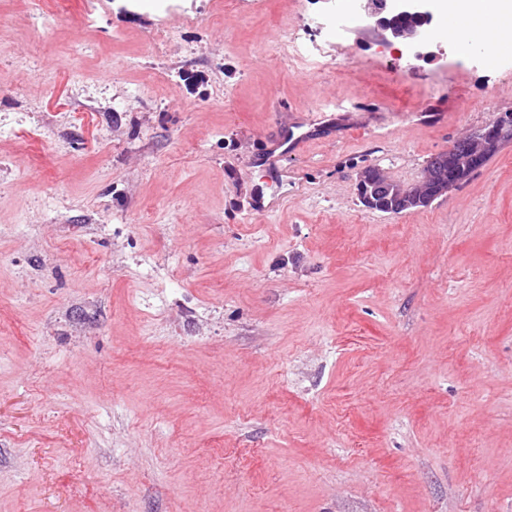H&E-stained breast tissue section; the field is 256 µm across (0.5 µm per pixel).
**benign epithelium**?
Segmentation results:
<instances>
[{
    "mask_svg": "<svg viewBox=\"0 0 512 512\" xmlns=\"http://www.w3.org/2000/svg\"><path fill=\"white\" fill-rule=\"evenodd\" d=\"M419 0H361L360 12L373 22L372 29L379 32L387 41L414 44L422 29L431 21L430 14L421 10ZM505 134L501 124L494 122L458 140L447 152V159H439L425 174L424 180L415 191H403L400 195L391 194L387 183L375 180L372 189L360 196L363 205L376 209L380 199L394 200L396 209L425 208L447 192L444 179L438 175L443 162H448V178L460 177L462 170L482 164L484 146L498 140Z\"/></svg>",
    "mask_w": 512,
    "mask_h": 512,
    "instance_id": "7a95c632",
    "label": "benign epithelium"
}]
</instances>
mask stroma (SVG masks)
I'll list each match as a JSON object with an SVG mask.
<instances>
[{
	"label": "stroma",
	"instance_id": "stroma-1",
	"mask_svg": "<svg viewBox=\"0 0 512 512\" xmlns=\"http://www.w3.org/2000/svg\"><path fill=\"white\" fill-rule=\"evenodd\" d=\"M89 2L0 0V512H512V141L358 197L512 113V69L364 22L302 69L293 0H182L159 50ZM440 155L441 154L434 158L431 157L430 160L427 161V166L433 165L434 161ZM444 159H446V157L439 159L438 162L432 166V169L426 172L424 180L419 185L417 191H402L399 196H394L391 194L390 188L387 185L390 181L386 180L382 182L375 180L372 182V189L370 191L368 190L364 195H360L358 191L359 198L365 207L372 210L377 208L382 197L393 199L397 209V211H394V214L402 213L398 210L428 207L435 199L448 191V189L443 187L446 180L438 175L440 167L443 169Z\"/></svg>",
	"mask_w": 512,
	"mask_h": 512
}]
</instances>
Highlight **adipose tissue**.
I'll return each mask as SVG.
<instances>
[{
  "label": "adipose tissue",
  "mask_w": 512,
  "mask_h": 512,
  "mask_svg": "<svg viewBox=\"0 0 512 512\" xmlns=\"http://www.w3.org/2000/svg\"><path fill=\"white\" fill-rule=\"evenodd\" d=\"M439 35L469 42L495 59L512 50V0H452Z\"/></svg>",
  "instance_id": "obj_1"
}]
</instances>
